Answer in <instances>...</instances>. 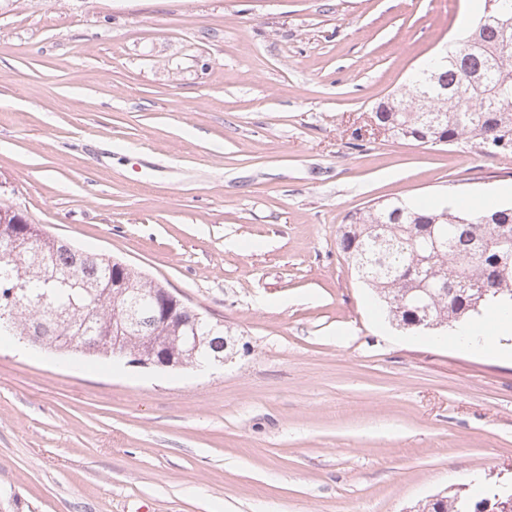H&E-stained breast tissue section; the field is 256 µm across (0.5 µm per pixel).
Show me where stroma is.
I'll return each instance as SVG.
<instances>
[{
    "label": "stroma",
    "mask_w": 512,
    "mask_h": 512,
    "mask_svg": "<svg viewBox=\"0 0 512 512\" xmlns=\"http://www.w3.org/2000/svg\"><path fill=\"white\" fill-rule=\"evenodd\" d=\"M483 8L0 0V193L230 340L186 372L0 337V512H411L512 480V338L396 326L337 247L373 204H512V157L370 129Z\"/></svg>",
    "instance_id": "stroma-1"
}]
</instances>
